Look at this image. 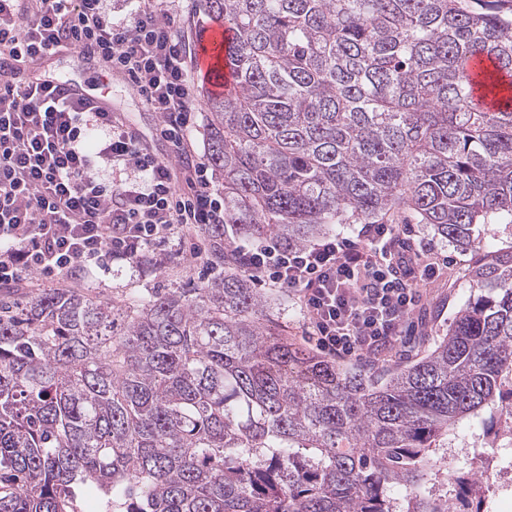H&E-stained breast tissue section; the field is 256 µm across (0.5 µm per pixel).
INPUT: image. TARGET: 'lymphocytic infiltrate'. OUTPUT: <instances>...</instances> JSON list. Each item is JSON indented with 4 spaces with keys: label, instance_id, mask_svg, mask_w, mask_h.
<instances>
[{
    "label": "lymphocytic infiltrate",
    "instance_id": "1",
    "mask_svg": "<svg viewBox=\"0 0 512 512\" xmlns=\"http://www.w3.org/2000/svg\"><path fill=\"white\" fill-rule=\"evenodd\" d=\"M136 2L117 21L109 0H0V287L31 270L70 283L106 257L137 265L173 234L225 222L224 194L190 139L198 108L181 15L163 0ZM59 47L94 51L120 74L159 114L168 155L112 113L32 85L21 63ZM231 253L258 286L287 290L304 335L342 361L398 353L421 285L439 273L402 224Z\"/></svg>",
    "mask_w": 512,
    "mask_h": 512
}]
</instances>
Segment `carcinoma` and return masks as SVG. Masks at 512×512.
<instances>
[{
	"label": "carcinoma",
	"mask_w": 512,
	"mask_h": 512,
	"mask_svg": "<svg viewBox=\"0 0 512 512\" xmlns=\"http://www.w3.org/2000/svg\"><path fill=\"white\" fill-rule=\"evenodd\" d=\"M223 64L208 160L236 232L307 244L390 212L471 252L473 295L417 362L291 343L226 266L124 304L0 294V512H481L459 425L512 400V0H201ZM491 68L474 73L468 61ZM493 99L491 108L474 94Z\"/></svg>",
	"instance_id": "obj_1"
}]
</instances>
